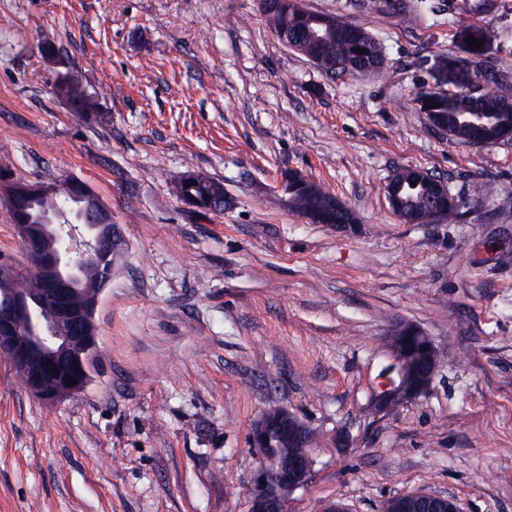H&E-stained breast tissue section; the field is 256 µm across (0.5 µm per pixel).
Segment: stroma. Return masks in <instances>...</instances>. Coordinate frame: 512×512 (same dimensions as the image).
<instances>
[{"instance_id":"stroma-1","label":"stroma","mask_w":512,"mask_h":512,"mask_svg":"<svg viewBox=\"0 0 512 512\" xmlns=\"http://www.w3.org/2000/svg\"><path fill=\"white\" fill-rule=\"evenodd\" d=\"M303 3L369 30L382 72L326 76L259 0H0V171L83 182L126 239L83 393L45 404L0 358V512H249L250 428L274 406L321 436L288 512L413 492L512 512V141L448 140L416 102L512 78V0H422L410 20ZM404 167L481 208L405 223L385 192ZM188 172L223 183L224 212L184 204ZM288 172L358 233L290 209ZM0 264L29 268L1 200ZM399 322L442 365L383 414ZM348 207L334 194L323 195L309 212L300 214L311 224H325L342 233L356 231L358 220L349 214Z\"/></svg>"}]
</instances>
